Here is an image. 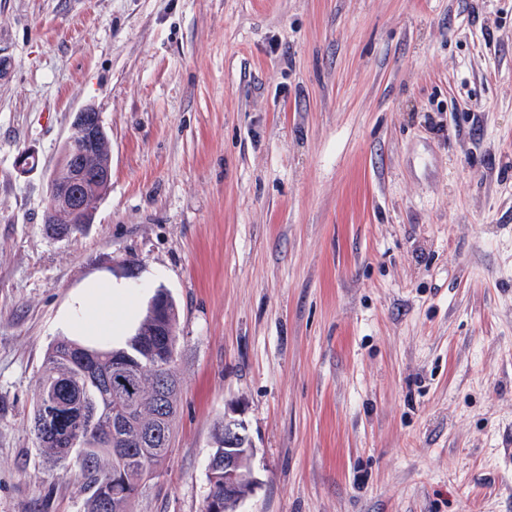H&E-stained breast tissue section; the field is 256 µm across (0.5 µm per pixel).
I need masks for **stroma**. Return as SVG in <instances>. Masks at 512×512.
Listing matches in <instances>:
<instances>
[{
  "instance_id": "stroma-1",
  "label": "stroma",
  "mask_w": 512,
  "mask_h": 512,
  "mask_svg": "<svg viewBox=\"0 0 512 512\" xmlns=\"http://www.w3.org/2000/svg\"><path fill=\"white\" fill-rule=\"evenodd\" d=\"M0 512H83L30 430L77 299L178 311L181 408L133 512H512V0H0ZM93 105L111 182L46 235ZM37 157L22 170L18 159ZM106 138L99 113L94 106L87 105L75 113L63 148L67 161L66 169H69L70 177L64 170H59V178L63 180L61 181L56 178V168L51 172L44 218L47 221L58 209H64L79 215L80 223L77 224V218L70 212L58 213L50 220L55 224L44 223L46 231L52 236L63 232H69L74 236L82 231L85 224H93L95 204L94 208H87L83 196L73 192L70 185L83 182L84 170L77 163L81 162L83 155L98 152ZM68 179V182H64ZM235 410L224 411V447L212 448L210 461L216 464L209 470V491L205 512H209L208 501L218 499L224 504L223 512H237L238 506L248 498L258 479L253 469L255 447L248 433V426ZM209 461V462H210Z\"/></svg>"
}]
</instances>
